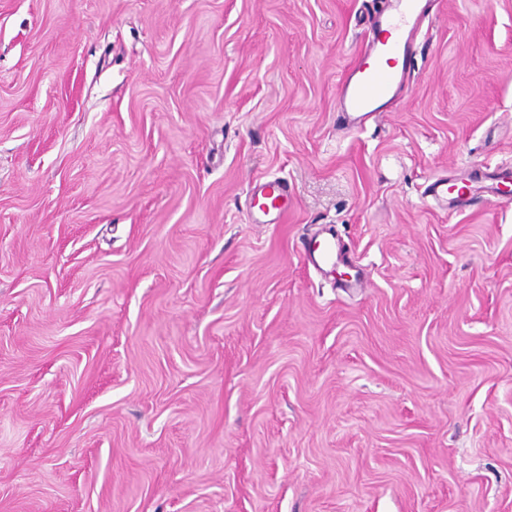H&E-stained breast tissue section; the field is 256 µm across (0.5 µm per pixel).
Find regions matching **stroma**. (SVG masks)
<instances>
[{
  "instance_id": "1",
  "label": "stroma",
  "mask_w": 512,
  "mask_h": 512,
  "mask_svg": "<svg viewBox=\"0 0 512 512\" xmlns=\"http://www.w3.org/2000/svg\"><path fill=\"white\" fill-rule=\"evenodd\" d=\"M386 2L0 0V512H512V0L354 128ZM511 181L512 170L508 165L497 166L493 170L488 166H473L461 179L460 185L448 187V179L436 180L431 185V193L436 200L445 202L449 209H457L475 203L479 199L475 192L480 189L487 195L485 202L494 201L501 194L502 186ZM260 199L264 200L259 205ZM259 205V211L264 216L270 213L275 214L274 220L278 223L288 216L290 208L288 206V186L282 181L269 180L254 187L248 206L254 210ZM306 256L320 269L333 267L339 259L340 249L336 251V239H326L322 244L310 243L304 247Z\"/></svg>"
}]
</instances>
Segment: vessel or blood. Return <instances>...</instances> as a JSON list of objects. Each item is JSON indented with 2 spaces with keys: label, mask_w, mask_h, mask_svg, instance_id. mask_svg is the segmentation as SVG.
Wrapping results in <instances>:
<instances>
[{
  "label": "vessel or blood",
  "mask_w": 512,
  "mask_h": 512,
  "mask_svg": "<svg viewBox=\"0 0 512 512\" xmlns=\"http://www.w3.org/2000/svg\"><path fill=\"white\" fill-rule=\"evenodd\" d=\"M422 0H394L389 10L377 13L371 22L376 38L369 40L357 55L343 78L337 105L350 125H357L365 118L382 111L405 87V64L391 63L392 55L409 50L410 40L423 17ZM512 182V168L474 166L460 183L448 185L447 181L432 183L431 193L436 200L456 209L476 202L477 191H484L488 200H495L504 184ZM249 207L259 208L262 214H274L283 220L288 212V187L278 180H269L254 187ZM306 256L318 268L335 266L340 256L335 239L307 245Z\"/></svg>",
  "instance_id": "b4317fda"
}]
</instances>
